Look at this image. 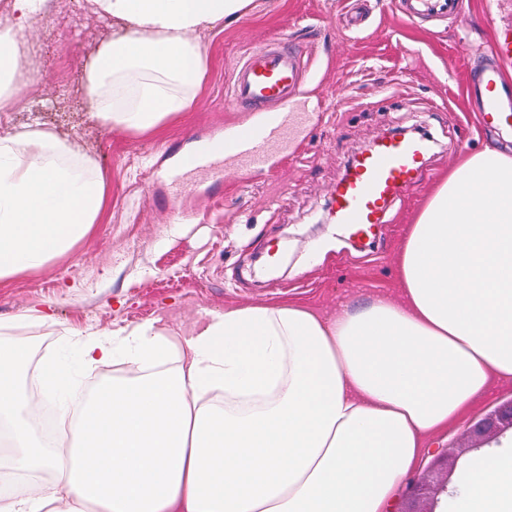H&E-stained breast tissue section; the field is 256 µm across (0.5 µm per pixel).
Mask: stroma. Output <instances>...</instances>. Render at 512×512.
Instances as JSON below:
<instances>
[{
  "mask_svg": "<svg viewBox=\"0 0 512 512\" xmlns=\"http://www.w3.org/2000/svg\"><path fill=\"white\" fill-rule=\"evenodd\" d=\"M59 29H41L40 72L29 75L0 133L33 122L69 140L106 184L101 219L46 267L0 281V338L35 336L80 386L93 374L74 336L105 335L148 320L188 335L206 312L227 305L307 300L331 313L341 304L392 290L406 224L438 179L467 155L512 149V127H482L466 103L468 55L512 31V0H466L467 20L407 22L378 0L367 28L341 29L350 0H254L252 10L203 42L209 68L191 111L154 133L101 127L85 109L83 67L108 36L86 0H54ZM300 31L310 77L299 101L310 115L303 137L269 168L243 176L227 165L199 176L173 198L167 154L250 119L233 106L231 77L251 49L282 31ZM402 128L433 141L427 170L399 196L372 245L336 233L326 210L347 163ZM47 320H40V313Z\"/></svg>",
  "mask_w": 512,
  "mask_h": 512,
  "instance_id": "35a3bbf8",
  "label": "stroma"
}]
</instances>
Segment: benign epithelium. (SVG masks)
I'll list each match as a JSON object with an SVG mask.
<instances>
[{"instance_id":"1","label":"benign epithelium","mask_w":512,"mask_h":512,"mask_svg":"<svg viewBox=\"0 0 512 512\" xmlns=\"http://www.w3.org/2000/svg\"><path fill=\"white\" fill-rule=\"evenodd\" d=\"M509 431L512 432V400L471 424L457 445L435 450L429 465L402 494L397 512H437L442 500L448 497V484L461 458L499 441Z\"/></svg>"}]
</instances>
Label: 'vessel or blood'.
Segmentation results:
<instances>
[{
	"label": "vessel or blood",
	"instance_id": "b4317fda",
	"mask_svg": "<svg viewBox=\"0 0 512 512\" xmlns=\"http://www.w3.org/2000/svg\"><path fill=\"white\" fill-rule=\"evenodd\" d=\"M466 0H403L407 17L465 16ZM512 63V46L492 42L474 78L465 86L466 99L484 124L512 123V90L501 69ZM305 75L287 35L267 48L248 52L236 65L232 98L238 106L263 111L262 120L237 127L232 136L205 140L203 149L177 156L167 171L174 193L190 185L191 175L215 174L227 164L251 170L295 139L308 120L297 106ZM432 144L413 136L390 135L361 150L336 184L331 219L351 239L373 236L394 200L423 176Z\"/></svg>",
	"mask_w": 512,
	"mask_h": 512
}]
</instances>
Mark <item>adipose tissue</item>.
<instances>
[{
    "instance_id": "adipose-tissue-1",
    "label": "adipose tissue",
    "mask_w": 512,
    "mask_h": 512,
    "mask_svg": "<svg viewBox=\"0 0 512 512\" xmlns=\"http://www.w3.org/2000/svg\"><path fill=\"white\" fill-rule=\"evenodd\" d=\"M253 0H88L112 36L84 70L89 110L148 132L190 111L201 43ZM45 0L0 25V112L24 84L17 34ZM105 183L40 127L0 134V280L37 270L96 224ZM394 293L322 314L305 303L212 311L189 335L146 321L81 341L112 366L65 446L34 433L42 402L73 389L54 360L32 399L27 350L0 341L6 457L32 473L0 512H390L430 438L512 384V156H467L436 184L396 254ZM456 512H512V452L469 469Z\"/></svg>"
}]
</instances>
